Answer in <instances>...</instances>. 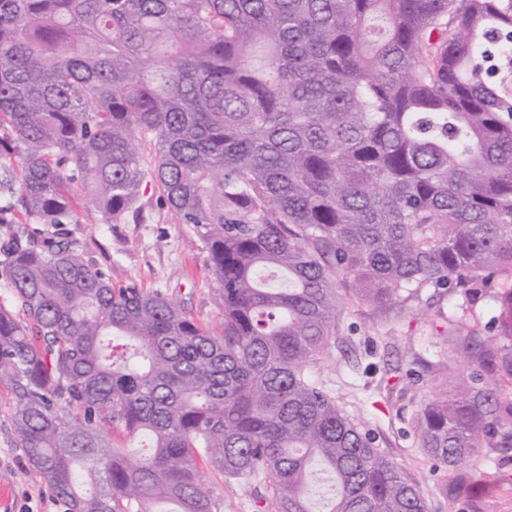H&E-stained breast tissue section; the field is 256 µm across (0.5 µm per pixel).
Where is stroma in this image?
<instances>
[{
  "label": "stroma",
  "instance_id": "35a3bbf8",
  "mask_svg": "<svg viewBox=\"0 0 512 512\" xmlns=\"http://www.w3.org/2000/svg\"><path fill=\"white\" fill-rule=\"evenodd\" d=\"M70 230L113 285L134 282L162 290L203 324L219 326L218 282L209 251L193 225L177 222L157 185H148L120 223H105L99 212L84 208ZM508 290L512 275L498 273L477 299L455 282L445 289H421L417 297L386 307L344 297L336 341L308 369L424 493L428 512H512V448H481L471 469L477 485L487 491L484 500L452 503L440 491V469L415 436L417 418L445 380L468 376L473 369L469 358L448 342L449 332L463 326L480 339L502 342L499 324L505 313L497 297ZM396 366L415 371V378L394 388L382 383L385 370ZM11 408L9 395L0 390V484L8 489L0 498V512H66L17 448ZM203 480L221 512H258L262 482L244 484L211 469Z\"/></svg>",
  "mask_w": 512,
  "mask_h": 512
}]
</instances>
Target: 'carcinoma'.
I'll return each mask as SVG.
<instances>
[{"label": "carcinoma", "mask_w": 512, "mask_h": 512, "mask_svg": "<svg viewBox=\"0 0 512 512\" xmlns=\"http://www.w3.org/2000/svg\"><path fill=\"white\" fill-rule=\"evenodd\" d=\"M148 180L209 250L216 329L62 231ZM0 224V386L67 512H219L205 468L266 512H427L308 367L342 288L512 272V0H0ZM455 342L474 369L415 435L472 501L478 449L512 447V344Z\"/></svg>", "instance_id": "obj_1"}]
</instances>
